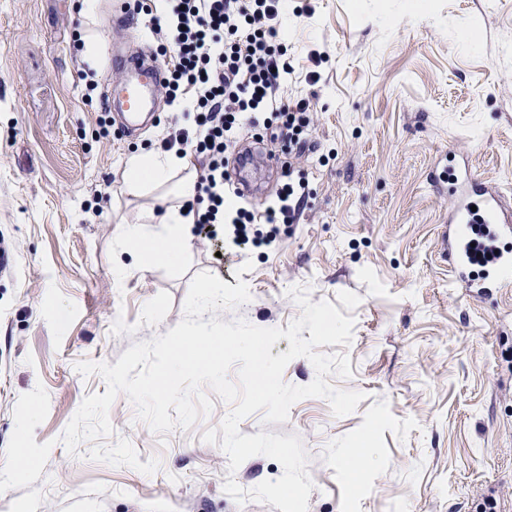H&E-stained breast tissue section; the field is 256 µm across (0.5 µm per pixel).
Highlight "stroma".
I'll return each instance as SVG.
<instances>
[{"label":"stroma","instance_id":"stroma-1","mask_svg":"<svg viewBox=\"0 0 512 512\" xmlns=\"http://www.w3.org/2000/svg\"><path fill=\"white\" fill-rule=\"evenodd\" d=\"M306 11H299V3ZM283 16L293 81L313 108L306 162L257 164L262 211L288 178L305 182L298 224L257 241L228 224H191L173 263L116 274L131 230L180 204L166 187H126L131 157L149 151L174 111L127 135L101 102L112 49L156 52L149 28L113 30L123 0H0V237L15 251L0 272V512H279L237 503L227 479L250 489L279 478L266 456L230 470L203 441L230 404L191 428L155 434L126 395L114 433L69 453L61 441L86 396L106 391L82 361L116 364L134 343L184 317L195 274L245 281L251 299L218 311L262 328L287 327L306 287L354 318L338 388L365 393L346 416L327 400L295 403L282 423L263 413L240 432L300 437L313 482L308 512H474L493 495L512 512V283L476 297L455 282L443 234L454 205L436 178L463 155L512 201V0H288ZM358 449L360 469L343 461ZM33 460L10 470L18 453Z\"/></svg>","mask_w":512,"mask_h":512}]
</instances>
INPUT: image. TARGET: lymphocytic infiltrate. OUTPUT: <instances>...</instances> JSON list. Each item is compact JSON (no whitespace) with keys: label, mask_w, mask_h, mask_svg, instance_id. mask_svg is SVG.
Returning <instances> with one entry per match:
<instances>
[{"label":"lymphocytic infiltrate","mask_w":512,"mask_h":512,"mask_svg":"<svg viewBox=\"0 0 512 512\" xmlns=\"http://www.w3.org/2000/svg\"><path fill=\"white\" fill-rule=\"evenodd\" d=\"M128 0L133 17L148 18L162 51L168 101L191 96V107L170 126L159 147L201 158L195 194L183 204L197 224L224 221V155L235 134L275 127L290 156L308 151L310 102L285 100L292 73L283 39L285 0Z\"/></svg>","instance_id":"lymphocytic-infiltrate-1"}]
</instances>
